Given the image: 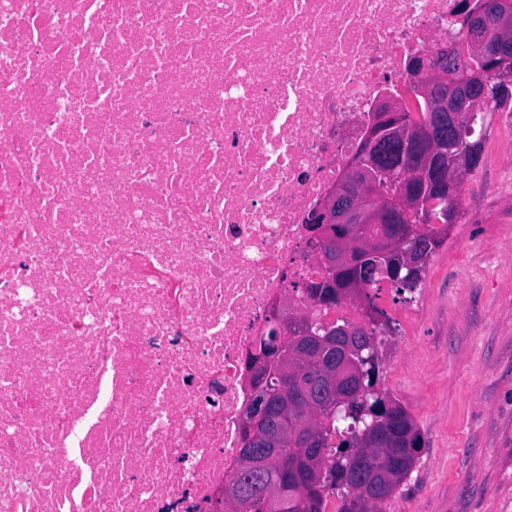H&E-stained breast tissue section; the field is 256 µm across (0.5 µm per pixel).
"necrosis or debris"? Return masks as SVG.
I'll use <instances>...</instances> for the list:
<instances>
[{
    "instance_id": "obj_1",
    "label": "necrosis or debris",
    "mask_w": 512,
    "mask_h": 512,
    "mask_svg": "<svg viewBox=\"0 0 512 512\" xmlns=\"http://www.w3.org/2000/svg\"><path fill=\"white\" fill-rule=\"evenodd\" d=\"M455 0H0V512H224L305 221Z\"/></svg>"
}]
</instances>
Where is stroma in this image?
I'll return each instance as SVG.
<instances>
[{
    "label": "stroma",
    "mask_w": 512,
    "mask_h": 512,
    "mask_svg": "<svg viewBox=\"0 0 512 512\" xmlns=\"http://www.w3.org/2000/svg\"><path fill=\"white\" fill-rule=\"evenodd\" d=\"M461 214L411 299L382 288L393 320L381 387L423 446L382 512H512V112L485 119Z\"/></svg>",
    "instance_id": "1"
}]
</instances>
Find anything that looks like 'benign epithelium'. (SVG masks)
<instances>
[{
  "label": "benign epithelium",
  "mask_w": 512,
  "mask_h": 512,
  "mask_svg": "<svg viewBox=\"0 0 512 512\" xmlns=\"http://www.w3.org/2000/svg\"><path fill=\"white\" fill-rule=\"evenodd\" d=\"M457 17L465 42L446 40L436 52L420 54L408 65L410 86L431 103L432 111L436 112L435 121L417 134L400 119L408 108L406 99L391 97L379 102L362 153L352 161L345 178L308 217L309 238L316 245L315 259L322 267L334 268L345 260V247L336 240L330 225L398 224L425 205L424 197L405 185L394 193L387 191V180L396 172L406 169L413 177L418 173L420 160L424 159L432 165L430 178L436 193L443 195L452 186L448 174L458 177L479 165L481 155L477 149L455 152L452 142L465 141L474 135L475 126L484 120L485 112L493 103L512 99V66L504 64L492 76L474 67L458 85L456 95L443 97L439 90L452 83L450 70L461 52H468L484 62L503 54L508 48L504 39L512 36V12L504 7L503 0H482L476 7L468 0L459 6ZM417 265L418 262L410 260L390 269L379 264L376 272L382 277L397 276L404 268L406 276L412 279ZM280 307L285 317L271 326L277 345L286 335L288 318L298 315L291 301L281 303ZM358 355L360 351L352 349L341 362L328 361L323 369L325 381L302 385L301 390L308 395L306 405L297 407L286 399L279 401L280 427L262 436L256 434L255 425L268 414L270 406L263 384H257L255 402L242 418L246 444L262 446L274 436H286L290 430L305 428L307 411L327 402L328 389L352 374L360 376ZM294 373L292 353L287 349L280 359L281 390H288ZM224 504L232 512L242 510L240 492L233 483L224 487Z\"/></svg>",
  "instance_id": "obj_1"
}]
</instances>
